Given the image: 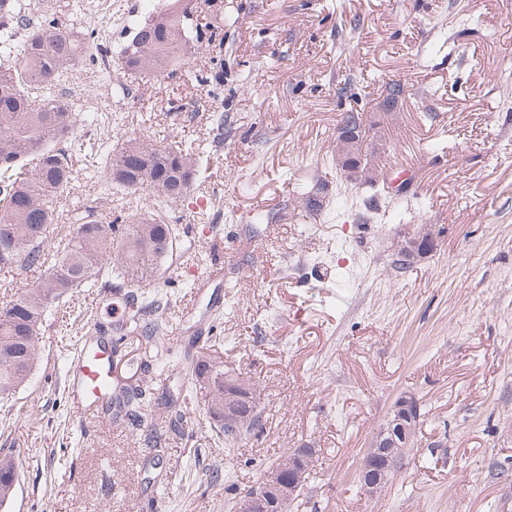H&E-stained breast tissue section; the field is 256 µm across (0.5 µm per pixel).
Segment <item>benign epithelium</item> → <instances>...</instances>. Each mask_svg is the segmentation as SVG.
Returning <instances> with one entry per match:
<instances>
[{
	"instance_id": "obj_1",
	"label": "benign epithelium",
	"mask_w": 512,
	"mask_h": 512,
	"mask_svg": "<svg viewBox=\"0 0 512 512\" xmlns=\"http://www.w3.org/2000/svg\"><path fill=\"white\" fill-rule=\"evenodd\" d=\"M419 400L411 394L399 396L382 428V435L406 440L404 417L419 409ZM312 450L299 448L288 460V473L273 468L264 473L260 482L241 495L236 512H287L288 505L303 485V477L310 468ZM403 463L392 448L375 441L367 449L361 462L359 479L370 493L377 492L388 480V473Z\"/></svg>"
}]
</instances>
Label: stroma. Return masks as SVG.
Listing matches in <instances>:
<instances>
[{
	"label": "stroma",
	"mask_w": 512,
	"mask_h": 512,
	"mask_svg": "<svg viewBox=\"0 0 512 512\" xmlns=\"http://www.w3.org/2000/svg\"><path fill=\"white\" fill-rule=\"evenodd\" d=\"M87 35L62 88L80 110L77 141L186 140L208 159L187 198L133 197L131 213L167 209L178 232L152 291L168 355L163 390L190 381L191 343L263 390V427L224 444L194 394L170 415L146 401L142 425L84 413L70 363L116 295L84 288L56 303L29 382L0 400V450L18 483L0 512H233L285 449H316L289 512H512V0H220L223 42H192L174 75L117 88L132 23L169 0H23ZM355 74L357 95L337 84ZM406 93L391 113L385 82ZM385 124L390 178L405 195L346 182L331 163L339 113ZM233 123L213 141L214 118ZM323 183L325 208L300 199ZM80 175L67 214L100 194ZM395 219L362 223L370 208ZM434 229L435 247L403 273L400 236ZM414 394L417 442L393 479L366 494L365 450L396 398ZM165 437L158 458L146 431Z\"/></svg>",
	"instance_id": "stroma-1"
}]
</instances>
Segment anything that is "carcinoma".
I'll use <instances>...</instances> for the list:
<instances>
[{
    "mask_svg": "<svg viewBox=\"0 0 512 512\" xmlns=\"http://www.w3.org/2000/svg\"><path fill=\"white\" fill-rule=\"evenodd\" d=\"M188 8L152 10L134 27L117 66L133 83L148 74H161L182 60L188 51L192 24ZM25 32L22 40L16 36ZM86 37L55 20L30 26L20 0H0V54L18 66L0 62V237L13 252L0 254V268L20 263L43 270L37 285L0 307V398L25 387L39 360V335L52 304L78 288L97 282L101 287L142 288L155 280L163 261L172 253L175 227L163 213H144L129 224L102 223L94 210L74 216L73 230L49 240L59 200L70 193L78 178L75 161L84 168L105 162L102 153L76 147L71 135L78 122L68 98L52 93L61 76L73 71L82 58ZM384 125L363 120L359 112H344L336 120V163L356 171L361 182L380 183L378 158ZM112 189L122 194L151 192L168 203L183 199L202 165L200 153L188 141L158 144L129 139L105 162ZM435 247L433 231L422 224L416 233L397 243L393 268L403 272ZM155 302L127 315L120 338L145 339V366L128 369L123 406L135 412L152 395L145 369L161 363L162 324L145 321ZM196 399L213 420L224 417L231 377L223 357L201 346L192 357ZM261 391L251 381L238 401L240 424L224 434L236 440L262 429ZM18 474L12 453L0 452V507L14 496Z\"/></svg>",
    "mask_w": 512,
    "mask_h": 512,
    "instance_id": "1",
    "label": "carcinoma"
}]
</instances>
